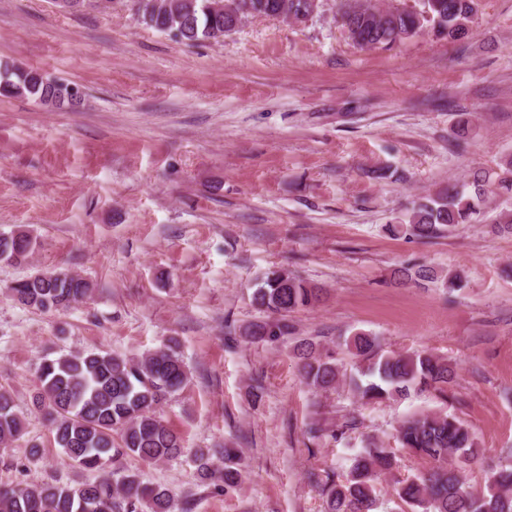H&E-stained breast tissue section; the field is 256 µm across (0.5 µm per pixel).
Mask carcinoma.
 I'll use <instances>...</instances> for the list:
<instances>
[{
	"instance_id": "1",
	"label": "carcinoma",
	"mask_w": 512,
	"mask_h": 512,
	"mask_svg": "<svg viewBox=\"0 0 512 512\" xmlns=\"http://www.w3.org/2000/svg\"><path fill=\"white\" fill-rule=\"evenodd\" d=\"M312 0H144L137 13L149 27L194 43L218 39L247 17L295 19L311 17ZM475 0H422L421 9L382 8L375 0H341V22L347 38L361 49L390 48L428 31L456 41L465 40L473 22ZM0 96L31 98L52 108H75L81 94L74 85L57 81L33 67L0 66ZM512 191V154L499 171H476L469 184H450L428 195L402 224H387L390 235L419 239L437 237L468 224L489 209L491 186ZM496 232L512 233V209L491 219ZM35 247L26 231L0 234V261L22 262ZM425 264L405 262L395 269L399 285L434 280ZM90 284L63 271L41 272L9 286L20 304L41 312L67 309L83 299ZM322 288L285 269L265 272L251 303L264 317L249 323L240 336L250 343H268L295 333L291 313L313 306ZM358 358L359 376L349 385L365 404L403 398L412 391H433L443 400L457 385V371L448 358L430 351L385 352L377 336L357 332L344 340ZM298 371L316 392L330 391L345 375L337 359L302 340L295 347ZM188 371L174 344L139 357L115 356L108 351L63 353L44 359L38 368L39 389L33 405L48 423L53 440L68 461L99 479L76 486L31 483L0 489V512H172L171 492L148 486L139 473L120 465L131 456L147 462L169 461L185 453L180 435L157 416L156 409L187 383ZM24 429L12 394L0 387V447L16 441ZM396 440L411 453L428 460V469L397 482L394 492L410 512H512V461L492 470L483 488L473 489L462 475L474 462L477 447L471 428L446 412L414 413L396 429ZM220 456L222 465L213 462ZM199 481L233 488L241 481L235 448H198L191 456ZM394 455L371 441L352 459L341 480L324 483L326 512H377L380 480L391 473Z\"/></svg>"
}]
</instances>
